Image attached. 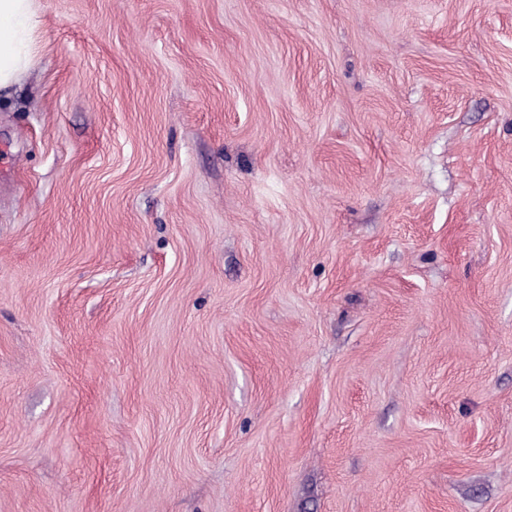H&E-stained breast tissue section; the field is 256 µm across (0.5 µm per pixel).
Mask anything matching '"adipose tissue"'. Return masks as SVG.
I'll return each instance as SVG.
<instances>
[{
	"label": "adipose tissue",
	"instance_id": "ef3b65f1",
	"mask_svg": "<svg viewBox=\"0 0 512 512\" xmlns=\"http://www.w3.org/2000/svg\"><path fill=\"white\" fill-rule=\"evenodd\" d=\"M37 0H0V90L18 83L37 58Z\"/></svg>",
	"mask_w": 512,
	"mask_h": 512
}]
</instances>
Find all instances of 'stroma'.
<instances>
[{
    "label": "stroma",
    "instance_id": "1",
    "mask_svg": "<svg viewBox=\"0 0 512 512\" xmlns=\"http://www.w3.org/2000/svg\"><path fill=\"white\" fill-rule=\"evenodd\" d=\"M39 10L0 512H512V0Z\"/></svg>",
    "mask_w": 512,
    "mask_h": 512
}]
</instances>
